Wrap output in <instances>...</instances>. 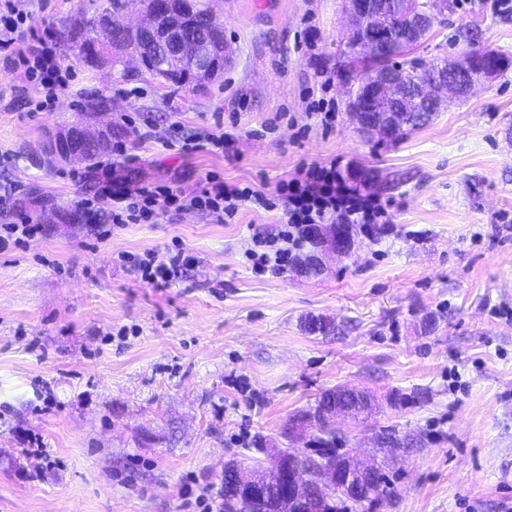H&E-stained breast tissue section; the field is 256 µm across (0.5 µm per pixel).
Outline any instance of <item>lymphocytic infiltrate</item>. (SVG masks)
<instances>
[{
	"label": "lymphocytic infiltrate",
	"instance_id": "obj_1",
	"mask_svg": "<svg viewBox=\"0 0 512 512\" xmlns=\"http://www.w3.org/2000/svg\"><path fill=\"white\" fill-rule=\"evenodd\" d=\"M29 26L28 12L15 0L0 5V61L22 67L25 76L40 85L50 104L67 91L68 68L45 38L38 39L29 55L15 57L13 45ZM80 206L90 222H97L105 212L115 226L154 224L172 210H198L220 224L245 209L281 210L278 233L254 235L244 253L251 271L258 276L282 272L295 263L311 244L319 225L350 224L368 233L376 225L388 223L390 208L389 202L365 193L333 161L303 166L279 183L272 198L210 176L202 190L190 197L166 185L133 190L114 180L101 186L94 197L81 199ZM185 262L183 253L163 255L153 250L132 260L141 281L158 287L171 282Z\"/></svg>",
	"mask_w": 512,
	"mask_h": 512
}]
</instances>
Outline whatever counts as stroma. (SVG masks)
<instances>
[{
    "label": "stroma",
    "instance_id": "obj_1",
    "mask_svg": "<svg viewBox=\"0 0 512 512\" xmlns=\"http://www.w3.org/2000/svg\"><path fill=\"white\" fill-rule=\"evenodd\" d=\"M207 2L233 61L196 91L82 61L65 27L103 0H22L35 29L17 49L49 35L75 83L35 114L36 87L0 66V186L44 228L0 253V512H223L225 464L312 450L318 432L298 416L339 386L374 398L368 417L330 421L343 452L391 483L374 512H512V68L408 135L362 134L339 77L344 0ZM449 2L418 57L463 55L471 29L512 57V11ZM100 95L123 154L79 184L72 164L34 166ZM320 97L334 127L309 115ZM218 127L221 153L163 146ZM315 160L397 205L382 234L355 230L348 256L313 245L282 273L255 276L243 257L253 233L277 234L276 210L229 224L172 211L102 238L65 218L111 174L191 195L213 173L271 197ZM34 189L60 214L44 216ZM166 248L195 263L163 287L119 260ZM311 318L330 330L310 332ZM384 432L398 447L379 451ZM33 436L45 454L30 453Z\"/></svg>",
    "mask_w": 512,
    "mask_h": 512
}]
</instances>
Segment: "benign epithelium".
Listing matches in <instances>:
<instances>
[{"label": "benign epithelium", "instance_id": "7a95c632", "mask_svg": "<svg viewBox=\"0 0 512 512\" xmlns=\"http://www.w3.org/2000/svg\"><path fill=\"white\" fill-rule=\"evenodd\" d=\"M349 30L362 27L367 34L358 43V48L367 56H384L388 68L373 72L369 78L355 81L347 76L343 79L349 87L347 109L358 129L366 134L390 135L397 130V120L389 117L376 124L369 122L365 113L374 111L376 102L393 95L394 89L403 79V62L436 26L437 19L446 10V2L437 0L428 10L418 7V0H345ZM397 8L408 21L406 34L398 41L386 36L383 21L386 10ZM197 18L194 0H156L154 11L128 29L136 36L137 49L134 56L137 64L152 61V67L165 76L188 84H195L202 77L216 78L224 74V68L232 62V50L226 41L213 45L209 41L199 43L195 52L184 57L183 37L185 30ZM497 70L494 64H483V58L474 52L451 60L448 68L423 67L420 80L415 83L417 94L441 105L464 98L475 88L479 79L492 76ZM98 113L90 111L87 118L60 128L45 144L44 153L50 158L67 163L84 162L81 145L92 141L104 147L110 139L111 127L107 124L91 123L89 117ZM353 233H336L328 244V250L338 255H347L352 249ZM371 466H363L347 458L340 467H321L319 474L294 467L281 459L273 467V476L285 484L280 501L281 512H298L306 506L304 495L310 488L328 496H342L352 490L362 492L364 503L376 504V487L364 482ZM242 486L252 496L264 490L269 480L268 472H238Z\"/></svg>", "mask_w": 512, "mask_h": 512}]
</instances>
